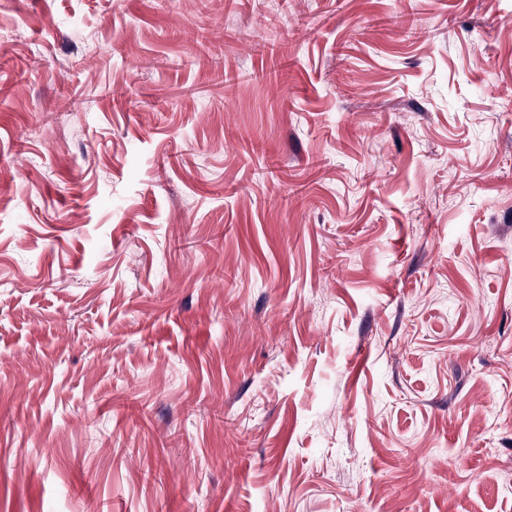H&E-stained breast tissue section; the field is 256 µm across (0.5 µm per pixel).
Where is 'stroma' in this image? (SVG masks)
<instances>
[{
	"label": "stroma",
	"instance_id": "stroma-1",
	"mask_svg": "<svg viewBox=\"0 0 512 512\" xmlns=\"http://www.w3.org/2000/svg\"><path fill=\"white\" fill-rule=\"evenodd\" d=\"M0 512H512V0H0Z\"/></svg>",
	"mask_w": 512,
	"mask_h": 512
}]
</instances>
